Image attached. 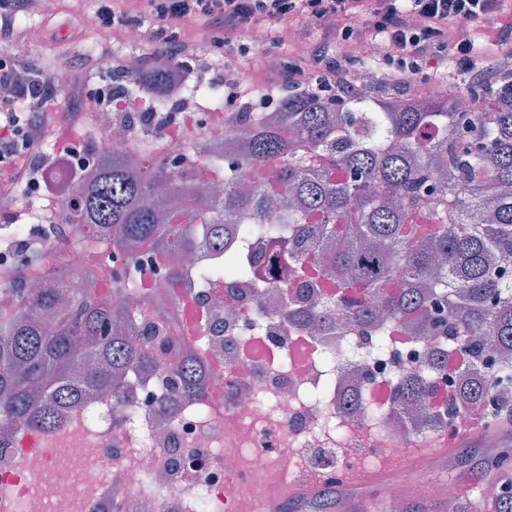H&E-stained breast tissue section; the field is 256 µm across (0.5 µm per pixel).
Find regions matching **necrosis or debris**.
<instances>
[{"label":"necrosis or debris","mask_w":512,"mask_h":512,"mask_svg":"<svg viewBox=\"0 0 512 512\" xmlns=\"http://www.w3.org/2000/svg\"><path fill=\"white\" fill-rule=\"evenodd\" d=\"M249 80L247 72L226 67L194 81L193 100L206 104L200 137L212 148L223 149L236 123L230 110L202 99L201 89L221 91ZM138 145L113 123L111 108L100 109L91 148L56 161L0 208L1 222L25 215L14 239L41 235L49 265L70 273L71 291H81L84 269L108 273L112 264L104 253L72 243V221L58 202L98 160ZM224 251L250 265L254 278L220 284L190 278L176 292L163 266L141 258L154 269V287L137 303L153 309L166 328V362L191 352L204 364L203 397L169 406L158 375L132 371L128 399L101 392L67 410L56 430L14 428L0 460V512H237V492L260 501L276 475L315 469L368 485L369 471L357 465L361 456H398L421 439L465 431L472 420L490 415L487 406L453 410L427 425L397 415L378 387L426 373L433 364L430 340L411 336L377 350L372 329L352 326L335 297L303 300L292 265L276 261L275 244L231 238ZM183 293L196 300L189 335ZM327 306L334 307L337 326L317 335L282 315L287 307ZM303 448L316 449V456L302 459Z\"/></svg>","instance_id":"necrosis-or-debris-1"}]
</instances>
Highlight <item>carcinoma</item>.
Returning <instances> with one entry per match:
<instances>
[{
  "label": "carcinoma",
  "mask_w": 512,
  "mask_h": 512,
  "mask_svg": "<svg viewBox=\"0 0 512 512\" xmlns=\"http://www.w3.org/2000/svg\"><path fill=\"white\" fill-rule=\"evenodd\" d=\"M131 81L157 100L170 96L167 73ZM375 94L358 88L341 99L292 90L274 112H244L238 129L247 147L224 148V199L211 195L197 167L174 172L167 161L130 152L101 160L69 187L79 213L80 245H105L119 264L113 278L138 290L129 272L148 251L168 262L173 285L183 283L179 257L203 244L224 249L226 226L247 241L288 239L302 287L318 289L305 263H320L321 280L336 283V300L354 324L371 326L379 295L391 330L433 338L442 351L463 347L475 365L492 348L512 347V282L500 263H512V71L485 84L461 80L458 97L409 96L387 82ZM239 167L268 180L238 189ZM246 264L207 265L203 278H245ZM67 274L45 272L38 287L22 276H0L12 306L0 308V432L24 424L49 431L63 408L110 390L130 397L131 370L162 368L167 337L140 330L151 310L116 317L112 304L67 288ZM443 354L428 374L391 383L397 407L421 406L423 422ZM173 397L193 401L200 384L186 358L168 369ZM512 361L498 363L459 392L466 406L492 399L512 409ZM487 471H512V445L493 450ZM492 512H512V485L483 495Z\"/></svg>",
  "instance_id": "carcinoma-1"
}]
</instances>
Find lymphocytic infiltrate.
<instances>
[{
	"label": "lymphocytic infiltrate",
	"mask_w": 512,
	"mask_h": 512,
	"mask_svg": "<svg viewBox=\"0 0 512 512\" xmlns=\"http://www.w3.org/2000/svg\"><path fill=\"white\" fill-rule=\"evenodd\" d=\"M147 17L155 25L146 51L127 66L132 73L161 57L180 61L193 55L195 31L216 46L245 37L258 44L288 22L320 25L324 42L281 71L292 88H346L343 68L326 59L327 45L337 42L391 46V54L376 57L377 73L404 86L430 79L426 67L436 59L462 75H496L512 66V0H97L90 25L120 32ZM56 72L45 58L21 66L0 56V85L29 105L25 112L0 113V204L32 184L44 146L55 156L71 155L88 124L93 98L82 75L73 74L62 89ZM59 107L64 113L57 119L52 111Z\"/></svg>",
	"instance_id": "obj_1"
}]
</instances>
